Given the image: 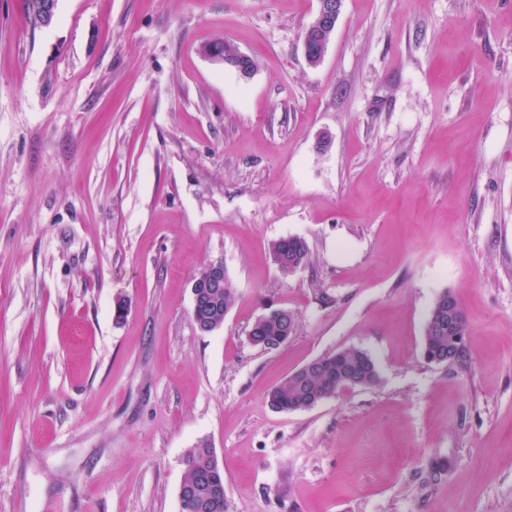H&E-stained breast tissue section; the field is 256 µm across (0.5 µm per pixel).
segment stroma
Listing matches in <instances>:
<instances>
[{"label":"stroma","mask_w":512,"mask_h":512,"mask_svg":"<svg viewBox=\"0 0 512 512\" xmlns=\"http://www.w3.org/2000/svg\"><path fill=\"white\" fill-rule=\"evenodd\" d=\"M316 8L0 0V512H182L203 439L229 512H512V0H344L313 67ZM213 262L236 299L203 334ZM446 291L467 337L431 364ZM270 306L296 329L265 351ZM349 347L374 386L269 406ZM230 47L229 51L224 53V56L220 55L217 50L213 48H207L206 53L213 59L224 62V65H229L235 68L243 77H249L253 72V65L251 58L234 48L231 44L227 43ZM270 254L282 276H289L309 262V247L299 237H288L270 244ZM446 309L452 305L457 310L453 328H448V322L454 319L455 311L448 308V319L439 316L440 308ZM467 331V318L455 297L449 292H443L433 302L429 317L424 327L423 354L431 363L444 364L455 360L462 352L463 341ZM296 327L292 312L282 310L278 317L260 315L252 324L249 338L254 345L265 350H276L288 343Z\"/></svg>","instance_id":"obj_1"}]
</instances>
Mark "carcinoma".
Here are the masks:
<instances>
[{"mask_svg": "<svg viewBox=\"0 0 512 512\" xmlns=\"http://www.w3.org/2000/svg\"><path fill=\"white\" fill-rule=\"evenodd\" d=\"M270 254L282 276L287 277L309 262V247L299 237H288L270 244ZM208 309L192 317L193 323L205 325L224 324L230 311L235 288L229 278H224L219 288H204ZM454 306L457 317L454 327L439 316L441 306ZM296 327L295 316L284 310L277 317L260 315L249 331L251 342L265 350H276L288 343ZM467 331V318L455 297L445 291L433 302L424 327L423 354L431 363L444 364L455 360L462 352ZM378 381V368L374 359L365 351L349 347L310 361L292 372L285 382L268 393L271 407L279 412H295L306 409L315 400L330 398L332 392L350 382L356 387H368ZM187 473L184 487L195 491L199 503L209 496V476L212 459L209 444L201 440L190 449L186 457Z\"/></svg>", "mask_w": 512, "mask_h": 512, "instance_id": "obj_1", "label": "carcinoma"}]
</instances>
